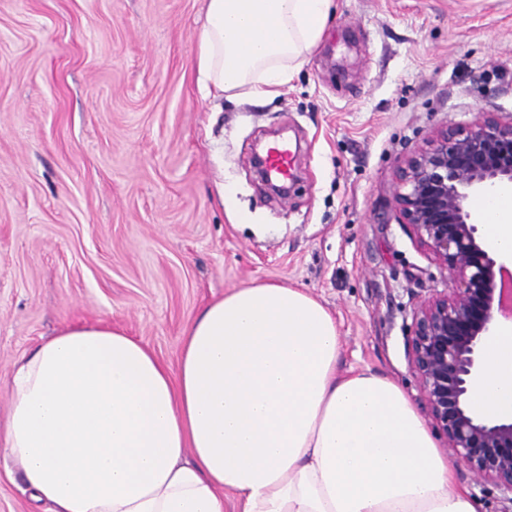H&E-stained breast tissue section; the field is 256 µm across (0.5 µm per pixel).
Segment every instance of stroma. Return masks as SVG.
<instances>
[{
    "label": "stroma",
    "instance_id": "1",
    "mask_svg": "<svg viewBox=\"0 0 512 512\" xmlns=\"http://www.w3.org/2000/svg\"><path fill=\"white\" fill-rule=\"evenodd\" d=\"M207 0H0V376L58 329L122 328L176 364L224 293L303 288L341 370L418 398L405 337L444 274L384 204L398 160L477 113L512 119V0H336L271 98L207 96ZM298 146L288 196L256 146ZM0 512H37L0 456Z\"/></svg>",
    "mask_w": 512,
    "mask_h": 512
}]
</instances>
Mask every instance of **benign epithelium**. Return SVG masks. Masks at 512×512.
Here are the masks:
<instances>
[{
  "mask_svg": "<svg viewBox=\"0 0 512 512\" xmlns=\"http://www.w3.org/2000/svg\"><path fill=\"white\" fill-rule=\"evenodd\" d=\"M512 185V120L480 112L466 128H440L400 161L390 207L450 287L420 302L405 348L425 414L481 489L493 486L512 512V416L475 411L469 395L482 375V350L512 292L499 287L512 254L488 249L468 200Z\"/></svg>",
  "mask_w": 512,
  "mask_h": 512,
  "instance_id": "benign-epithelium-1",
  "label": "benign epithelium"
}]
</instances>
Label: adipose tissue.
I'll return each instance as SVG.
<instances>
[{"mask_svg":"<svg viewBox=\"0 0 512 512\" xmlns=\"http://www.w3.org/2000/svg\"><path fill=\"white\" fill-rule=\"evenodd\" d=\"M334 0H207L199 80L269 98L321 40ZM512 251V187L478 206ZM331 311L307 290L253 283L206 304L176 365L104 324L67 326L11 364L0 454L51 512H479L406 391L340 373ZM470 394L512 415V327L483 350Z\"/></svg>","mask_w":512,"mask_h":512,"instance_id":"1","label":"adipose tissue"}]
</instances>
